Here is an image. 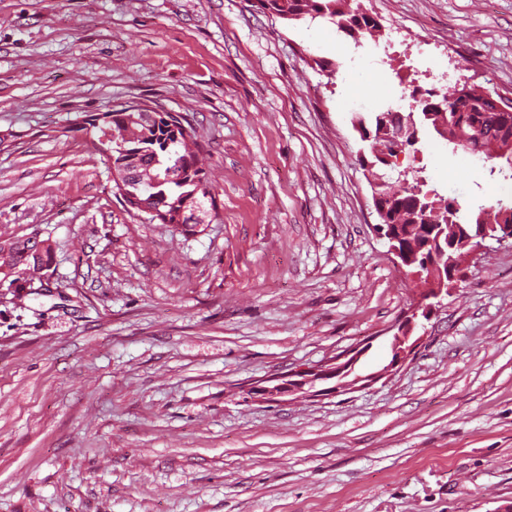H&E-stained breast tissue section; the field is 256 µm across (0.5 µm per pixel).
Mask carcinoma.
<instances>
[{"label":"carcinoma","mask_w":512,"mask_h":512,"mask_svg":"<svg viewBox=\"0 0 512 512\" xmlns=\"http://www.w3.org/2000/svg\"><path fill=\"white\" fill-rule=\"evenodd\" d=\"M254 7L288 21L326 20L357 44L367 37L378 36L380 32L378 22L354 18L347 10V0H254ZM452 97L451 93L441 95L430 89L423 93L414 90L410 94V99L421 112H434L436 104ZM448 106L446 114L434 118V121H441L447 126L445 141L456 151L460 149L468 154L481 155L486 161L499 160L512 170V157L501 153L503 147L512 142V112H501L486 102L478 88L471 89L466 98L460 97ZM109 115L112 120L102 121V133L109 129L118 133L128 132L123 145L112 144V166L119 174L128 159H136L143 179L139 189L140 201L150 207L160 206L155 215L159 223L171 224L183 232L192 230L195 224L177 219L183 203L192 196L198 198L197 206L202 209V214L216 210L208 190L195 131L183 129L182 119L168 112H155L144 119L133 105L104 113L106 117ZM422 195L429 196L427 203L431 204V210L428 216L439 212L440 221L450 234L455 233L456 227L472 223L481 213L487 214L496 224H512V203L499 201L489 207L481 206L467 215L461 206L449 202L434 189L424 190ZM207 203L210 204L208 210L205 209ZM389 212L390 223L401 226L403 240L408 247H419L423 220L412 205L398 196L392 200Z\"/></svg>","instance_id":"1"}]
</instances>
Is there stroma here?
<instances>
[{
    "mask_svg": "<svg viewBox=\"0 0 512 512\" xmlns=\"http://www.w3.org/2000/svg\"><path fill=\"white\" fill-rule=\"evenodd\" d=\"M355 44L253 0H0V512H512V246L464 265L393 374L260 402L252 384L390 344L417 290L392 261L355 114L399 83L512 98V0H360ZM195 130L219 216L149 222L91 116ZM400 168L464 211L512 179L420 132Z\"/></svg>",
    "mask_w": 512,
    "mask_h": 512,
    "instance_id": "1",
    "label": "stroma"
}]
</instances>
